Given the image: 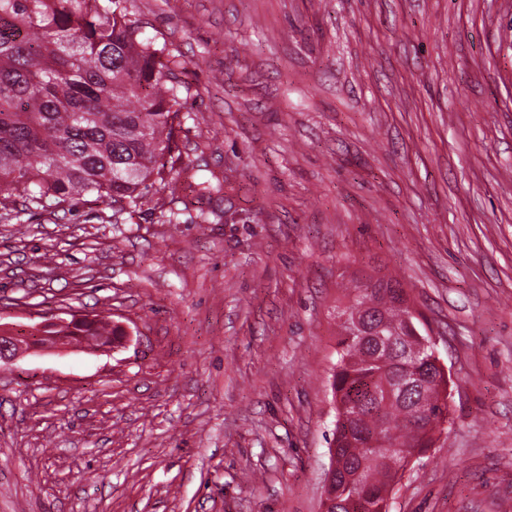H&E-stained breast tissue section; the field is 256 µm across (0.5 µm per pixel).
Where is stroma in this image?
<instances>
[{"mask_svg":"<svg viewBox=\"0 0 512 512\" xmlns=\"http://www.w3.org/2000/svg\"><path fill=\"white\" fill-rule=\"evenodd\" d=\"M191 88L137 207L0 206V512H323L339 308L403 281L449 415L389 512H512V0H128ZM215 175L221 194L194 186ZM91 318H75L71 321L56 316L53 321L42 322L33 326L27 334L18 333L14 328L0 324V362L12 363L35 348L51 350L59 345L69 344L74 347L108 351L121 339L122 332L104 325L103 319L93 318V326L84 329L85 336H67L76 332L75 325L81 321L89 322ZM94 336H116V340L105 341ZM113 344V346H112Z\"/></svg>","mask_w":512,"mask_h":512,"instance_id":"obj_1","label":"stroma"}]
</instances>
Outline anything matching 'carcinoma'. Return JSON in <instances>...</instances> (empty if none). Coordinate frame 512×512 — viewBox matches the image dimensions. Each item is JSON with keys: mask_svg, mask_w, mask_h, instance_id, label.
<instances>
[{"mask_svg": "<svg viewBox=\"0 0 512 512\" xmlns=\"http://www.w3.org/2000/svg\"><path fill=\"white\" fill-rule=\"evenodd\" d=\"M127 0H0V201L48 209L91 197L116 212L169 185L180 155L175 120L190 89L154 38H141ZM352 279L349 310L367 336L340 325L332 393L344 461L331 488L335 512H388L392 469L448 414L442 381L412 359L423 320L402 284ZM413 367L429 377L412 392Z\"/></svg>", "mask_w": 512, "mask_h": 512, "instance_id": "obj_1", "label": "carcinoma"}]
</instances>
